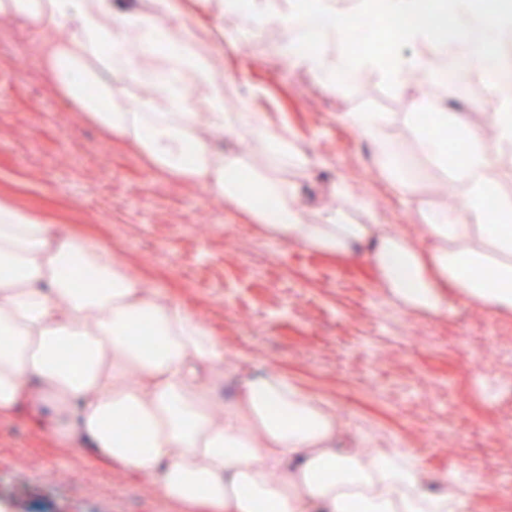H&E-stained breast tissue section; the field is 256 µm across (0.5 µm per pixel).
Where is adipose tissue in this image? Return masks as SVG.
I'll return each mask as SVG.
<instances>
[{
  "instance_id": "1",
  "label": "adipose tissue",
  "mask_w": 512,
  "mask_h": 512,
  "mask_svg": "<svg viewBox=\"0 0 512 512\" xmlns=\"http://www.w3.org/2000/svg\"><path fill=\"white\" fill-rule=\"evenodd\" d=\"M115 0H0V14L28 19L40 35L39 63L63 97L113 144L135 150L168 177L201 185L262 231L338 262L364 249L375 281L398 307L429 314L459 292L512 315V194L490 172L512 149V0H219L224 34L279 32L278 56L336 89L342 75L371 68L395 88L410 73L446 80L433 54L455 48L479 77L495 74L489 113L493 138L461 126L466 149L448 161L446 99H418L412 115L422 151L465 188L452 209L418 205L422 242L350 211L309 212L291 176L314 159L288 124L273 125L239 104L225 109L226 82L210 49L212 27L191 18L183 0H148L143 11ZM378 9L399 23L396 44L418 43L429 57L333 53L360 37V17ZM318 18L321 48L307 53L298 21ZM72 28L71 38L55 36ZM137 42L138 56L127 46ZM146 86L129 103L116 85ZM371 146L391 187L411 200L409 181L387 141L381 116L345 113ZM248 138L251 155L227 151L214 135ZM154 346L134 341L139 331ZM78 357H70L71 349ZM224 348L213 328L93 239L53 233L45 218L0 196V418L30 410L54 435L79 436L113 467L158 484L168 501L193 512H463L456 492H431L401 448L359 447L336 411L280 373L244 380L227 402ZM137 416V434L121 426Z\"/></svg>"
}]
</instances>
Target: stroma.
I'll return each instance as SVG.
<instances>
[{
	"mask_svg": "<svg viewBox=\"0 0 512 512\" xmlns=\"http://www.w3.org/2000/svg\"><path fill=\"white\" fill-rule=\"evenodd\" d=\"M216 29L214 60L228 78L227 109L295 130L314 163L299 184L310 207L334 204L348 183L375 223L419 238L414 205L394 194L371 148L343 119L376 112L416 198L446 207L461 183L422 154L409 122L421 89L397 90L371 70L327 90L314 73L274 54L278 39L220 34L214 0H186ZM38 36L0 15V194L79 230L123 258L147 286L165 287L207 320L224 346L223 399L248 374L276 371L336 410L373 448L406 449L430 481L465 489L478 512H512V317L451 296L441 315L396 307L363 256L330 260L268 237L223 198L148 168L60 97L41 71ZM449 91L462 118L488 133L495 104L469 74ZM0 512H189L132 472L113 470L83 442H62L27 415L0 419Z\"/></svg>",
	"mask_w": 512,
	"mask_h": 512,
	"instance_id": "35a3bbf8",
	"label": "stroma"
}]
</instances>
